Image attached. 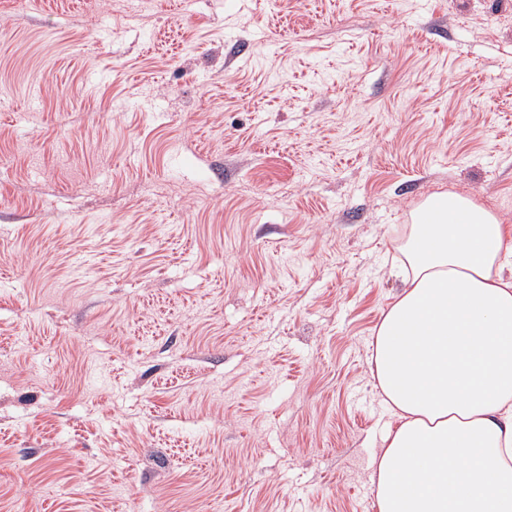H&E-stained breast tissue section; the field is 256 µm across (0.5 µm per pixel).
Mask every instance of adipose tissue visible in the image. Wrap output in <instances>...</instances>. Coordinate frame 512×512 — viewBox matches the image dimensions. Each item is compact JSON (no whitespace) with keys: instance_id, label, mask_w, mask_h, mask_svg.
<instances>
[{"instance_id":"adipose-tissue-1","label":"adipose tissue","mask_w":512,"mask_h":512,"mask_svg":"<svg viewBox=\"0 0 512 512\" xmlns=\"http://www.w3.org/2000/svg\"><path fill=\"white\" fill-rule=\"evenodd\" d=\"M411 269L373 331L391 417L369 480L377 512H512V243L467 196L431 195Z\"/></svg>"}]
</instances>
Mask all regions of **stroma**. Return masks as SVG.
I'll list each match as a JSON object with an SVG mask.
<instances>
[{
    "instance_id": "obj_1",
    "label": "stroma",
    "mask_w": 512,
    "mask_h": 512,
    "mask_svg": "<svg viewBox=\"0 0 512 512\" xmlns=\"http://www.w3.org/2000/svg\"><path fill=\"white\" fill-rule=\"evenodd\" d=\"M448 190L512 240V0H0V512H377Z\"/></svg>"
}]
</instances>
